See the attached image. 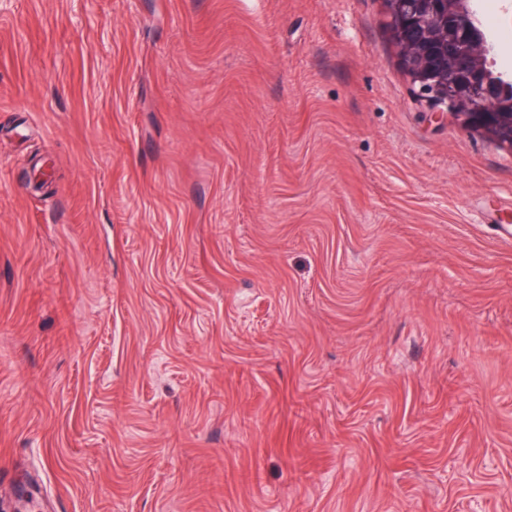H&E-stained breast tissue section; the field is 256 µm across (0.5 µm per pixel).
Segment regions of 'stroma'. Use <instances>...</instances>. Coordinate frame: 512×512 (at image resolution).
<instances>
[{"label":"stroma","instance_id":"1","mask_svg":"<svg viewBox=\"0 0 512 512\" xmlns=\"http://www.w3.org/2000/svg\"><path fill=\"white\" fill-rule=\"evenodd\" d=\"M0 512H512V154L382 0H0Z\"/></svg>","mask_w":512,"mask_h":512}]
</instances>
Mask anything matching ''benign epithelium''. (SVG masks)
I'll return each mask as SVG.
<instances>
[{"mask_svg": "<svg viewBox=\"0 0 512 512\" xmlns=\"http://www.w3.org/2000/svg\"><path fill=\"white\" fill-rule=\"evenodd\" d=\"M400 69L439 120L453 116L512 153V76L489 72L495 47L472 0H384Z\"/></svg>", "mask_w": 512, "mask_h": 512, "instance_id": "7a95c632", "label": "benign epithelium"}]
</instances>
